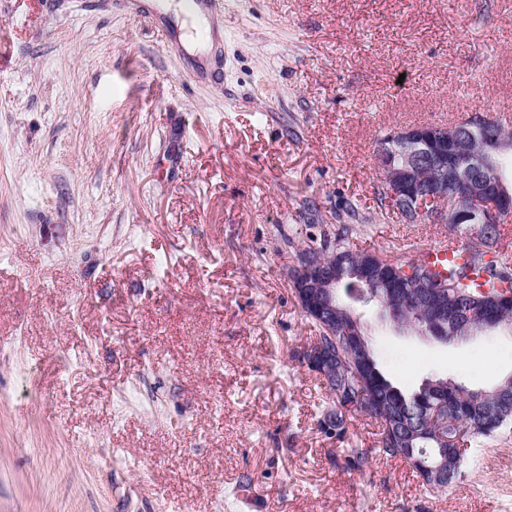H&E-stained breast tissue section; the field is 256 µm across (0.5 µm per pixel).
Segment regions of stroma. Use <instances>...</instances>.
I'll return each mask as SVG.
<instances>
[{
    "label": "stroma",
    "mask_w": 512,
    "mask_h": 512,
    "mask_svg": "<svg viewBox=\"0 0 512 512\" xmlns=\"http://www.w3.org/2000/svg\"><path fill=\"white\" fill-rule=\"evenodd\" d=\"M510 111L512 0H228L200 51L135 0H0V512H512V423L434 490L369 416L324 433L288 279L351 206L357 248L447 235L378 207L376 139ZM355 310L402 389L512 375L510 332Z\"/></svg>",
    "instance_id": "35a3bbf8"
}]
</instances>
